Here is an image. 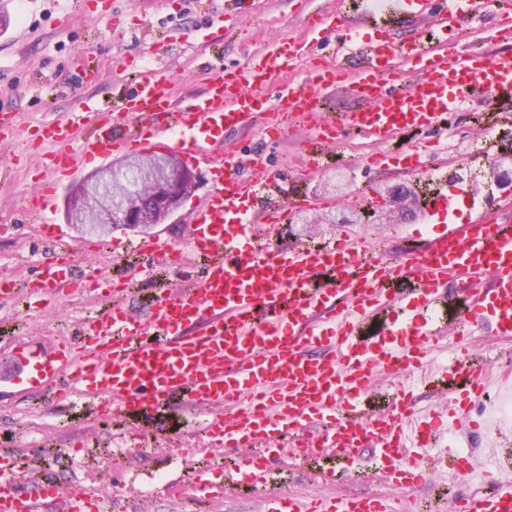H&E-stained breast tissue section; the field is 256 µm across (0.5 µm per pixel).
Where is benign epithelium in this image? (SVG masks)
Instances as JSON below:
<instances>
[{
  "label": "benign epithelium",
  "mask_w": 512,
  "mask_h": 512,
  "mask_svg": "<svg viewBox=\"0 0 512 512\" xmlns=\"http://www.w3.org/2000/svg\"><path fill=\"white\" fill-rule=\"evenodd\" d=\"M496 182L512 185V159L491 164ZM143 165L129 158L123 166L107 163L88 173L70 188L65 212L73 213L78 233H110L115 227L140 228L161 224L198 188L201 173L172 156L149 159V178L141 181ZM391 208L383 212L388 223L414 220L418 197L411 188L397 186L390 192Z\"/></svg>",
  "instance_id": "benign-epithelium-1"
}]
</instances>
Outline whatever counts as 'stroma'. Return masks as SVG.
Segmentation results:
<instances>
[{
  "mask_svg": "<svg viewBox=\"0 0 512 512\" xmlns=\"http://www.w3.org/2000/svg\"><path fill=\"white\" fill-rule=\"evenodd\" d=\"M257 13H246L233 28L211 26L213 11L223 8L224 0H0V88L10 90L9 104L16 121L13 139L0 142V169L10 174L0 180V278L23 287L38 278L43 264L58 260L60 250L51 249L37 234L29 209L35 181L46 173L49 145L32 141L36 128L63 118L80 100L89 99L119 111L120 93L151 64L168 69L172 77L175 103L202 94L206 89L203 67L213 58L224 64L242 65L271 43L303 37L301 19L311 11H329L343 17L365 40L385 38L402 45L420 38L423 30L409 17L391 19L364 13L361 0H257ZM498 15L487 5L470 28L451 39L450 47L461 52L490 53L504 49L496 37ZM191 28L205 29L206 35L193 49H186L181 35ZM97 75L81 84V69ZM481 104H471L455 113L441 145L428 146L426 159L433 171L432 181L406 173L402 165L368 164L374 147L369 139L355 135L328 152L322 169L304 173L301 143L309 138L306 127H299L293 139L266 148L271 167L295 179L298 189L312 196H324L326 212L348 216V223L316 224L310 227L290 222L283 225V247L335 241L341 234L365 238L369 249L398 256L411 242L399 224H382L371 213L352 202V192L369 188L376 196L399 185H412L419 197L448 188V177L457 173L478 200L497 211L502 221L512 222V189H498L488 178L489 165L501 154L512 151V125L502 130L499 141L477 119ZM202 181L194 195L184 202L157 230L172 244L186 245L190 237V213L211 188L208 166H201ZM68 243L91 246L88 255L78 257L75 266L82 274H110L113 281L124 280L125 268L112 263V246L139 244L136 233L115 231L111 236H80L65 230ZM152 276L141 281L125 300L126 310L138 321L149 317V297L157 284H166L174 293L196 286L202 267L191 262L179 271L153 267ZM76 313L68 296L54 301H24L22 295L0 297V450L20 451L27 462L18 491L27 494L50 483L59 488L70 484L72 464L57 456L60 448L80 443L98 449L111 441L109 431L70 401H45L41 391L17 382L19 352L22 347L50 348L54 331L65 323H76ZM462 344L495 357L496 369L489 374L490 388L512 395V337L492 336L472 328ZM470 417L484 420L493 433L481 438L461 431L455 442L459 449L488 458L491 449L512 448V426L500 425L487 404L477 403ZM138 433L154 436L151 453L121 458L118 471L150 473L165 470L182 475L183 457L197 456L199 449L212 448L215 456L239 457V450L214 445L212 437L199 435L192 447L178 451L171 438L191 432L179 399H171L168 410L149 419L133 422ZM284 477L300 499L312 496L349 497L389 493L374 453L369 448L353 449L351 454L328 448L317 452L308 447L292 448L271 455L267 472L257 473L253 482L228 478L221 494L188 489L187 501L166 492L144 497L139 512H265L264 498L271 480Z\"/></svg>",
  "mask_w": 512,
  "mask_h": 512,
  "instance_id": "obj_1",
  "label": "stroma"
}]
</instances>
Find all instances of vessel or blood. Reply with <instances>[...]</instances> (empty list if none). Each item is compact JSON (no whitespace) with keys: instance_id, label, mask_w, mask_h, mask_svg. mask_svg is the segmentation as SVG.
<instances>
[{"instance_id":"obj_1","label":"vessel or blood","mask_w":512,"mask_h":512,"mask_svg":"<svg viewBox=\"0 0 512 512\" xmlns=\"http://www.w3.org/2000/svg\"><path fill=\"white\" fill-rule=\"evenodd\" d=\"M479 10L478 0H435L426 22L437 44L407 48L413 63L407 73L392 67L391 43H359L335 15L307 18L306 40L273 45L259 63L210 70L205 93L185 105L172 103L168 73L144 70L123 92L122 112L85 100L65 119L40 128V141L54 151L52 172L33 194L32 218L47 240H55L60 233L53 200L83 165L128 150L191 160L202 141L258 112L265 113V134L274 142L282 138L279 124L310 122L317 137L306 163L315 168L322 148L347 130L380 146L403 132L441 133L453 113L476 101L485 103L488 122H501L512 110V51H447L449 31ZM331 37L338 50L364 57L355 74L325 62L299 81H282L295 60L313 56ZM347 81L365 107L322 118L323 98ZM160 113L165 119L159 126ZM210 165L213 185L193 211L189 241L193 253L205 258L201 284L178 295L158 289L144 323L126 312L123 289H109L110 308L86 320L79 344L62 340L49 351L24 354V383L56 391L52 374L74 365L61 396L78 397L98 418L163 412L174 397L200 412L223 406V416L211 419L206 432L224 447L248 449L238 460L246 477L258 469L251 448L312 429L315 448L374 449L395 490L391 496L315 498L304 505L273 491L267 512H405V493L431 480L438 465L459 476L479 474L484 484L456 499L453 512H512V478L446 446L470 404L486 393L483 356L450 347L453 362L435 376L451 393L448 407L431 413L417 435L409 433L415 406L406 394L395 395L383 414L365 411L362 403L373 372H418L432 336H458L467 325L512 336V224L480 212L463 217L460 204L471 192L461 185L427 196L425 221L443 230L399 259L368 254L347 237L320 249L289 250L277 243L281 225L297 209L316 206V199L290 196L260 151L228 154ZM258 228L267 240L261 250L252 246ZM80 251L72 246L63 262L43 267L31 292L53 296L77 287L74 256ZM138 251L160 264L178 259L174 245L153 232ZM481 276L490 278V288L470 293L446 323L433 319L448 282L465 286ZM16 471L15 460L0 461V512H38L40 497L49 495L61 512H82L79 489L45 485L24 496L14 488Z\"/></svg>"}]
</instances>
